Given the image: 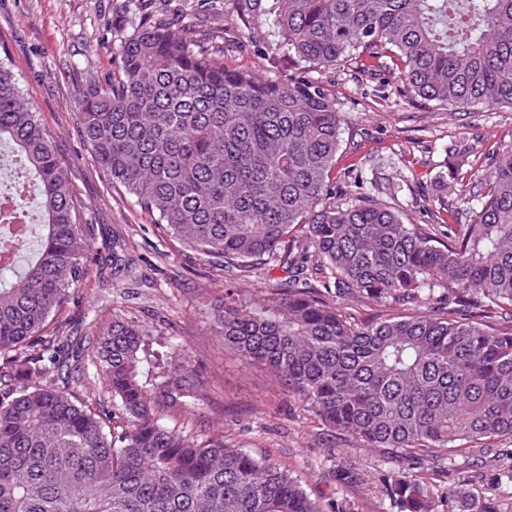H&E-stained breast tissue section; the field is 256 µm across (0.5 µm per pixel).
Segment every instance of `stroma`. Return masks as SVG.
Here are the masks:
<instances>
[{
    "mask_svg": "<svg viewBox=\"0 0 512 512\" xmlns=\"http://www.w3.org/2000/svg\"><path fill=\"white\" fill-rule=\"evenodd\" d=\"M125 19L124 0H0V60L71 164L92 247L103 250L119 236L134 259L118 277L104 266L100 287L68 308V330L85 335L93 324L122 317L177 335L207 390L195 415L200 430L223 429L246 451L272 456L321 503L393 512L378 480L382 453L348 439L328 450L323 427L303 398L224 350L210 309L226 285L223 271L169 241L97 167L80 128L75 91L111 72L106 32ZM320 77L345 118L332 172L337 202L354 201L361 188L399 210L406 223H432L436 211L452 222L494 165L488 147L512 144L510 108L451 113L401 95L387 73L370 75L349 65L322 70ZM454 142L474 148L465 165L448 152ZM348 464L361 477L349 489L334 478Z\"/></svg>",
    "mask_w": 512,
    "mask_h": 512,
    "instance_id": "1",
    "label": "stroma"
}]
</instances>
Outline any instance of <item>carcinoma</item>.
Segmentation results:
<instances>
[{"instance_id": "carcinoma-1", "label": "carcinoma", "mask_w": 512, "mask_h": 512, "mask_svg": "<svg viewBox=\"0 0 512 512\" xmlns=\"http://www.w3.org/2000/svg\"><path fill=\"white\" fill-rule=\"evenodd\" d=\"M273 78L224 62L222 27L196 33L127 0L112 31V73L78 93L101 171L182 247L233 275L286 273L252 302L234 288L213 305L224 347L301 395L331 436L384 450L380 481L397 512H512V451L474 494L452 453L512 439V145L470 223L440 235L372 196L336 203L330 175L344 119L315 74L341 62L394 73L399 91L450 112L512 108V0H232ZM15 149L17 192L40 210L0 208V512H336L288 468L201 433L206 398L173 335L124 319L67 349L60 314L99 271L51 135L0 63V141ZM39 245L23 270L10 261ZM112 239V275L127 270ZM411 312L358 319L344 300ZM509 321L495 327L467 312ZM94 367L103 395L76 386ZM440 466L446 481L426 477Z\"/></svg>"}]
</instances>
